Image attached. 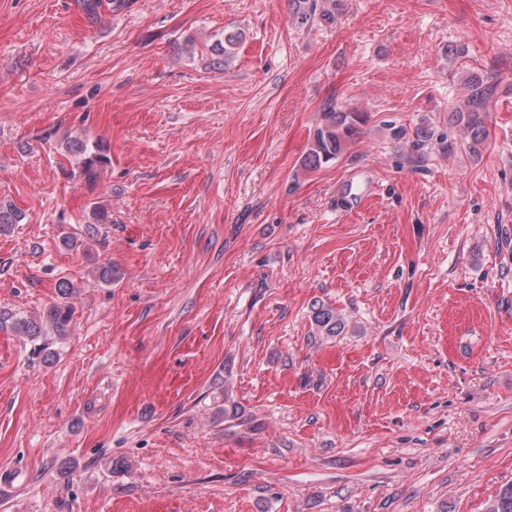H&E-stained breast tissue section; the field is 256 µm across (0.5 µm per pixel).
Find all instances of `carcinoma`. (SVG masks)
I'll return each mask as SVG.
<instances>
[{
    "label": "carcinoma",
    "instance_id": "cac0c4a2",
    "mask_svg": "<svg viewBox=\"0 0 512 512\" xmlns=\"http://www.w3.org/2000/svg\"><path fill=\"white\" fill-rule=\"evenodd\" d=\"M336 0H292L293 15L301 24H308L319 18L324 21L333 19L329 5ZM240 32H227L224 38L215 40L207 46L211 64L220 68L224 58L231 54L241 41ZM502 83L500 77H485L478 71L467 76L470 90L464 108L455 111L452 120L463 126L468 139V148L475 149L488 136L487 121L492 100L498 95ZM368 121V113L349 109L343 105L328 104L322 112L320 123L314 128L304 155L302 165L306 170H318L336 162L348 145L356 142L362 126ZM66 150L78 157L80 172L89 182L97 180L100 169L109 157L105 146L89 143L75 138L66 143ZM24 220V215L11 206L0 205V234L11 232L15 225ZM61 302L51 306L40 316H18L8 314L0 316V324L11 322L15 333L31 340L53 332L59 336L67 333L73 318V306L68 299L76 293L73 284L62 281L58 284ZM311 320L317 332L323 336H337L345 327L344 320L336 309L325 302L315 301L311 306ZM486 512H512V484L502 489L487 505Z\"/></svg>",
    "mask_w": 512,
    "mask_h": 512
}]
</instances>
